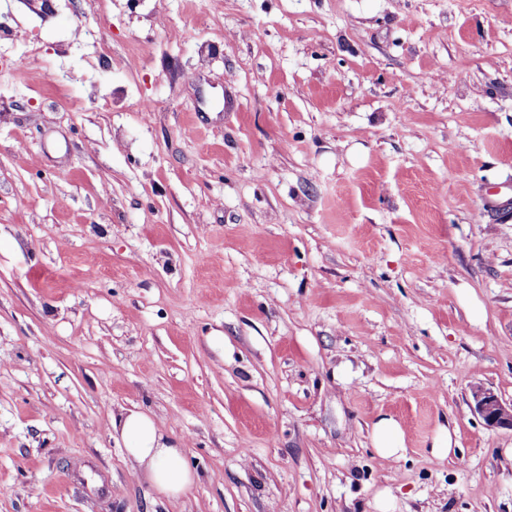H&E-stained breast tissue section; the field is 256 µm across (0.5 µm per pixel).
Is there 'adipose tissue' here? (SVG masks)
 Returning <instances> with one entry per match:
<instances>
[{
	"instance_id": "ef3b65f1",
	"label": "adipose tissue",
	"mask_w": 512,
	"mask_h": 512,
	"mask_svg": "<svg viewBox=\"0 0 512 512\" xmlns=\"http://www.w3.org/2000/svg\"><path fill=\"white\" fill-rule=\"evenodd\" d=\"M112 430L125 446L134 472L167 498L183 495L197 475L184 461L182 446L165 436L146 413L122 411L112 420Z\"/></svg>"
}]
</instances>
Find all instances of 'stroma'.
Listing matches in <instances>:
<instances>
[{"label": "stroma", "mask_w": 512, "mask_h": 512, "mask_svg": "<svg viewBox=\"0 0 512 512\" xmlns=\"http://www.w3.org/2000/svg\"><path fill=\"white\" fill-rule=\"evenodd\" d=\"M475 385L512 402V0H0V512H512ZM112 432L124 444L134 472L160 495L178 498L195 483L197 475L185 463L182 446L167 438L146 413L123 410L112 417ZM373 442L382 458L401 456L406 451L404 432L400 425L388 416H381L373 425Z\"/></svg>", "instance_id": "1"}]
</instances>
